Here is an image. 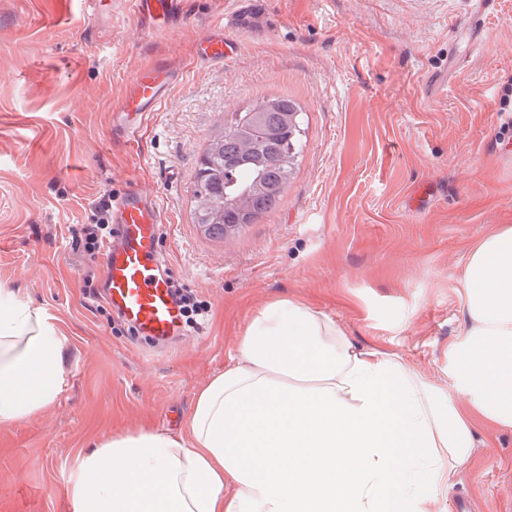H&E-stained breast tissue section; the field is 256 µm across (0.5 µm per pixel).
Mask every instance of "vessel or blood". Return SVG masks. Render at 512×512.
Here are the masks:
<instances>
[{
	"label": "vessel or blood",
	"mask_w": 512,
	"mask_h": 512,
	"mask_svg": "<svg viewBox=\"0 0 512 512\" xmlns=\"http://www.w3.org/2000/svg\"><path fill=\"white\" fill-rule=\"evenodd\" d=\"M268 0H231L224 13L222 33L205 39L200 56L205 60L227 62L238 44L232 34L267 25ZM166 75L151 68L141 71L132 93L120 106L121 112L146 115L160 99ZM114 243L104 253V296L138 335L155 342H166L183 335V317L174 302L166 276L162 273V237L165 215L153 198L139 187H131L112 200Z\"/></svg>",
	"instance_id": "1"
}]
</instances>
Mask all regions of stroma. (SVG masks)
<instances>
[{
	"label": "stroma",
	"mask_w": 512,
	"mask_h": 512,
	"mask_svg": "<svg viewBox=\"0 0 512 512\" xmlns=\"http://www.w3.org/2000/svg\"><path fill=\"white\" fill-rule=\"evenodd\" d=\"M85 2L0 0V287L67 341L57 401L0 428V512H66L70 471L112 432L184 433L196 393L274 299L447 380L467 250L512 225V0L475 31L459 24L468 0H272L276 27L239 32L225 64L197 48L226 0H181L171 32L127 0L93 19ZM147 68L170 81L132 139L118 108ZM268 96L306 112L296 174L257 223L206 237L191 191L207 137ZM134 182L165 213V268L208 307L164 344L113 331L115 312L88 293L103 262L71 245ZM464 496L478 512L512 507V431L477 432L449 502Z\"/></svg>",
	"instance_id": "stroma-1"
}]
</instances>
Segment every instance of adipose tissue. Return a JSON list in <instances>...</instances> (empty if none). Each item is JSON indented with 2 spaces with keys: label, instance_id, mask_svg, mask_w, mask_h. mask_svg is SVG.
Listing matches in <instances>:
<instances>
[{
  "label": "adipose tissue",
  "instance_id": "obj_1",
  "mask_svg": "<svg viewBox=\"0 0 512 512\" xmlns=\"http://www.w3.org/2000/svg\"><path fill=\"white\" fill-rule=\"evenodd\" d=\"M449 384L288 298L259 307L186 435L112 434L70 472L69 512H448L479 427L512 430V225L467 251ZM66 338L0 289V428L53 405Z\"/></svg>",
  "mask_w": 512,
  "mask_h": 512
}]
</instances>
